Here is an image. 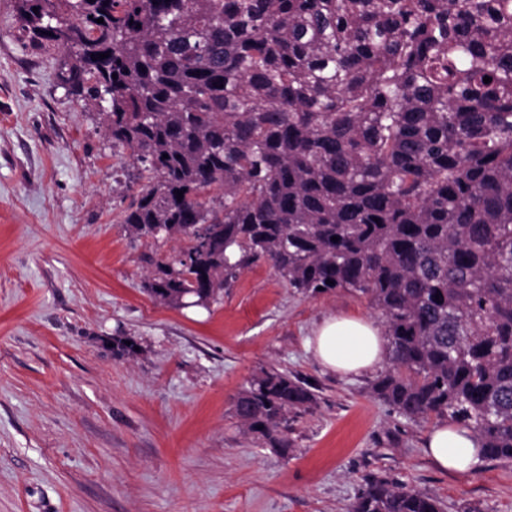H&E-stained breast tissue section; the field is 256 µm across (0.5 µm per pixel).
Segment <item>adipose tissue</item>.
Segmentation results:
<instances>
[{
    "label": "adipose tissue",
    "mask_w": 512,
    "mask_h": 512,
    "mask_svg": "<svg viewBox=\"0 0 512 512\" xmlns=\"http://www.w3.org/2000/svg\"><path fill=\"white\" fill-rule=\"evenodd\" d=\"M321 366L332 372L360 374L375 368L387 355V341L372 321L354 315L324 319L308 342ZM425 452L444 472L464 474L482 460L481 442L469 429L445 421L432 426Z\"/></svg>",
    "instance_id": "ef3b65f1"
}]
</instances>
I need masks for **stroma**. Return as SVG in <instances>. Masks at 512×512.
<instances>
[{"label":"stroma","instance_id":"stroma-1","mask_svg":"<svg viewBox=\"0 0 512 512\" xmlns=\"http://www.w3.org/2000/svg\"><path fill=\"white\" fill-rule=\"evenodd\" d=\"M63 57L0 0V512H347L372 477L444 512H512V464L442 473L424 454L431 421L371 397L376 372L317 364L324 318L380 321L365 298L296 293L266 264L206 309L149 296L142 254L181 244L128 235L132 161L60 83ZM273 367L315 395L286 448L233 413Z\"/></svg>","mask_w":512,"mask_h":512}]
</instances>
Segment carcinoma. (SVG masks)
Here are the masks:
<instances>
[{"label":"carcinoma","mask_w":512,"mask_h":512,"mask_svg":"<svg viewBox=\"0 0 512 512\" xmlns=\"http://www.w3.org/2000/svg\"><path fill=\"white\" fill-rule=\"evenodd\" d=\"M15 10L41 47L67 52L58 78L83 108L109 103L108 137L146 180L129 233L184 243L146 258L157 303L208 308L260 262L302 294L354 292L385 319L391 366L371 395L470 428L485 459L512 463V0ZM313 401L265 370L234 415L286 448L288 413ZM350 512L442 504L376 479Z\"/></svg>","instance_id":"cac0c4a2"}]
</instances>
